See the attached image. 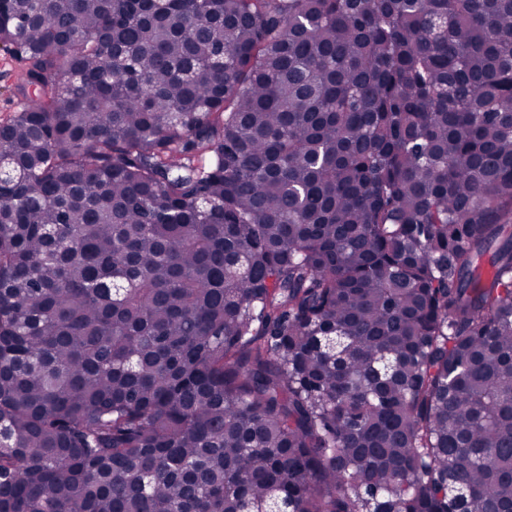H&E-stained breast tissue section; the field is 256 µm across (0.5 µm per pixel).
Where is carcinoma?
<instances>
[{"mask_svg": "<svg viewBox=\"0 0 512 512\" xmlns=\"http://www.w3.org/2000/svg\"><path fill=\"white\" fill-rule=\"evenodd\" d=\"M0 44V512H512V0ZM24 63L0 49V121L14 115L18 106L16 85L23 71Z\"/></svg>", "mask_w": 512, "mask_h": 512, "instance_id": "cac0c4a2", "label": "carcinoma"}]
</instances>
